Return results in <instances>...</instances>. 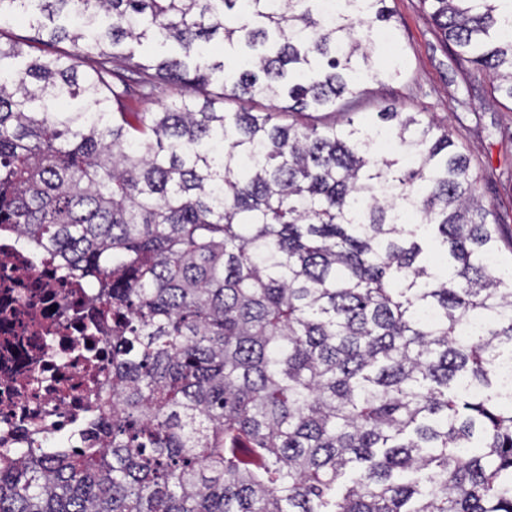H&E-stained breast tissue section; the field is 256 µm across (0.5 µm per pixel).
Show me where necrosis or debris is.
<instances>
[{
    "label": "necrosis or debris",
    "mask_w": 512,
    "mask_h": 512,
    "mask_svg": "<svg viewBox=\"0 0 512 512\" xmlns=\"http://www.w3.org/2000/svg\"><path fill=\"white\" fill-rule=\"evenodd\" d=\"M95 295L52 251L0 230V457L79 449L101 415L112 394V320L75 315Z\"/></svg>",
    "instance_id": "4bbe7bcc"
}]
</instances>
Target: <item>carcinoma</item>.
I'll use <instances>...</instances> for the list:
<instances>
[{
  "label": "carcinoma",
  "instance_id": "carcinoma-1",
  "mask_svg": "<svg viewBox=\"0 0 512 512\" xmlns=\"http://www.w3.org/2000/svg\"><path fill=\"white\" fill-rule=\"evenodd\" d=\"M386 2L0 0L82 20L0 42V227L112 315L96 436L1 463L0 512H512V269L447 127L360 118ZM420 2L512 101V0Z\"/></svg>",
  "mask_w": 512,
  "mask_h": 512
}]
</instances>
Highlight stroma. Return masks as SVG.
<instances>
[{
  "instance_id": "35a3bbf8",
  "label": "stroma",
  "mask_w": 512,
  "mask_h": 512,
  "mask_svg": "<svg viewBox=\"0 0 512 512\" xmlns=\"http://www.w3.org/2000/svg\"><path fill=\"white\" fill-rule=\"evenodd\" d=\"M394 13L392 50L401 52L406 74L370 83L373 99L447 125L458 149L479 173V191L504 239L512 238V101L471 80L456 66L451 47L419 0H387Z\"/></svg>"
}]
</instances>
